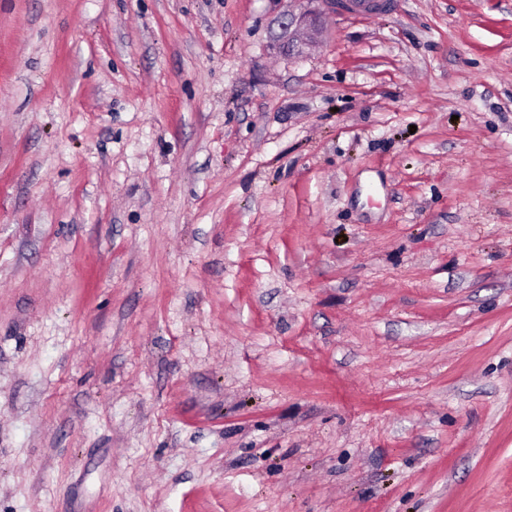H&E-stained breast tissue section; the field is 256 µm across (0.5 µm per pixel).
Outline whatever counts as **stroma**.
<instances>
[{
	"label": "stroma",
	"mask_w": 512,
	"mask_h": 512,
	"mask_svg": "<svg viewBox=\"0 0 512 512\" xmlns=\"http://www.w3.org/2000/svg\"><path fill=\"white\" fill-rule=\"evenodd\" d=\"M0 0V512H512V0ZM288 2L276 19L277 30L273 35V46L284 57L301 55L306 46L321 37L326 23V11L334 12L336 1H345L341 7L350 12L378 14L386 12L384 0H279ZM313 3H321L326 9L312 8Z\"/></svg>",
	"instance_id": "obj_1"
}]
</instances>
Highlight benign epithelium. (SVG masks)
Segmentation results:
<instances>
[{
  "label": "benign epithelium",
  "instance_id": "7a95c632",
  "mask_svg": "<svg viewBox=\"0 0 512 512\" xmlns=\"http://www.w3.org/2000/svg\"><path fill=\"white\" fill-rule=\"evenodd\" d=\"M288 9L276 19L277 30L273 35V46L284 57L302 54L307 45L321 37L327 12L336 9V0H286ZM320 3L324 8H313ZM341 7L350 12L378 14L387 11L385 0H345Z\"/></svg>",
  "mask_w": 512,
  "mask_h": 512
}]
</instances>
